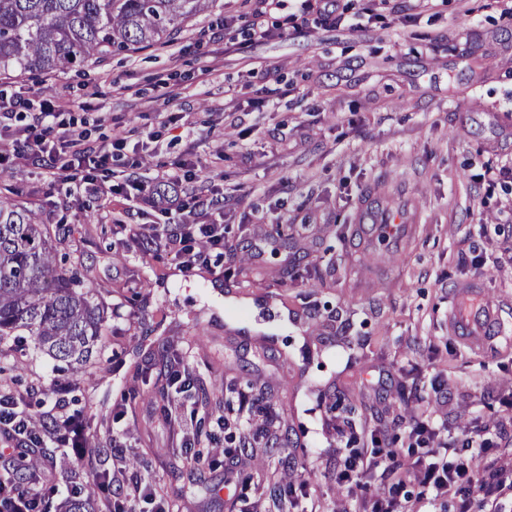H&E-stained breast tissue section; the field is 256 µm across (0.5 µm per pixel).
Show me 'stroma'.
<instances>
[{"mask_svg": "<svg viewBox=\"0 0 512 512\" xmlns=\"http://www.w3.org/2000/svg\"><path fill=\"white\" fill-rule=\"evenodd\" d=\"M371 5L353 31L281 0L263 17L271 38L259 40L253 0H210L165 44L9 83L27 98L58 97L60 122L92 141L126 136L143 179L192 159L188 191L210 201L208 221L237 248L234 264L215 257L188 277L135 236L165 221L146 201L119 225L111 206L71 196L46 166L0 170V195L69 228L59 250L82 263L107 315L97 357L72 377L102 453L77 464L71 448L49 446L60 477L95 481L120 430L129 475L180 512H227L251 471L267 486L308 482L324 512H341L347 491L328 474L330 449L348 439L336 417L360 437L382 427L403 441L400 420L421 411L411 395L433 378L443 387L432 407L454 437L477 421L512 437L497 403L512 392V0ZM171 112L181 119L168 127ZM488 165L503 172L491 192L480 179ZM404 207L410 233L360 247L357 209ZM247 224L274 239L263 264ZM471 247L483 268L463 264ZM475 276L503 307L502 333L480 355L448 334V290ZM186 350L184 429L237 411L253 390L284 444L238 464H188L164 420L166 374Z\"/></svg>", "mask_w": 512, "mask_h": 512, "instance_id": "35a3bbf8", "label": "stroma"}]
</instances>
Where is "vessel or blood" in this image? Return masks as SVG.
Listing matches in <instances>:
<instances>
[{
	"instance_id": "vessel-or-blood-1",
	"label": "vessel or blood",
	"mask_w": 512,
	"mask_h": 512,
	"mask_svg": "<svg viewBox=\"0 0 512 512\" xmlns=\"http://www.w3.org/2000/svg\"><path fill=\"white\" fill-rule=\"evenodd\" d=\"M502 310L485 281L458 282L448 295V332L467 351L483 353L500 335Z\"/></svg>"
}]
</instances>
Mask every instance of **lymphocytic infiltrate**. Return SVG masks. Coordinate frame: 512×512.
<instances>
[{"mask_svg": "<svg viewBox=\"0 0 512 512\" xmlns=\"http://www.w3.org/2000/svg\"><path fill=\"white\" fill-rule=\"evenodd\" d=\"M29 107L28 99L0 90L1 168L25 166L45 157L52 177L97 197L117 198L129 205L150 197L166 221L140 225L136 234L170 253L185 275L207 265L210 254L226 255L223 225L203 222L204 201L188 200L181 194L183 183L192 176L191 161L173 164L153 183L137 175V159L127 158L130 172L119 177L112 162L127 157L125 139L93 145L84 132L58 122L51 101H43L34 114ZM239 401L238 416L232 420L219 417L218 427L227 436L248 441L251 447H267L272 434L256 419L262 404L246 393ZM28 433L24 397L1 391L0 455H13L18 466H25L30 454L24 441ZM403 433L410 445L420 449L410 460L375 431L369 442L335 449L334 477L350 492L345 512H430L442 499L452 500L454 512H512V471L498 466L494 457L502 442V429L477 425L469 437L458 441L448 436L447 418L428 412L411 418ZM101 479L110 495V512H134L138 503L147 504L148 512H171L169 504L149 485L128 478L121 456H113L111 471ZM412 483L421 487L420 497L408 494ZM56 489L49 469L30 487L0 478V512H36L37 499Z\"/></svg>", "mask_w": 512, "mask_h": 512, "instance_id": "lymphocytic-infiltrate-1", "label": "lymphocytic infiltrate"}]
</instances>
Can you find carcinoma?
<instances>
[{"instance_id":"cac0c4a2","label":"carcinoma","mask_w":512,"mask_h":512,"mask_svg":"<svg viewBox=\"0 0 512 512\" xmlns=\"http://www.w3.org/2000/svg\"><path fill=\"white\" fill-rule=\"evenodd\" d=\"M204 0H0V76H31L85 65L93 57L164 43L197 14ZM66 235L39 224L32 211L0 197V340L29 337L28 347L62 366L91 360L104 332L86 274L59 258L53 239ZM27 399L30 437L51 435L52 419ZM58 512H95V491L77 480Z\"/></svg>"}]
</instances>
